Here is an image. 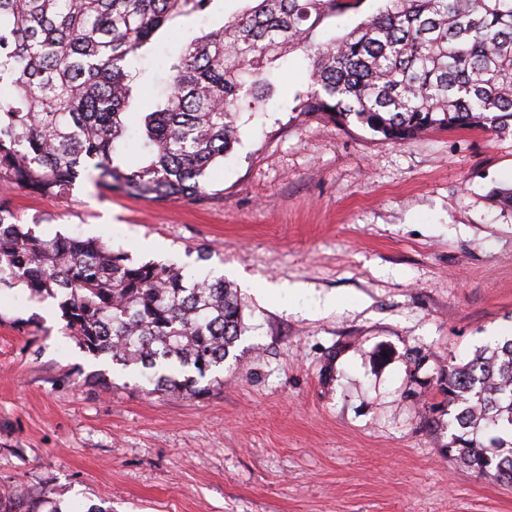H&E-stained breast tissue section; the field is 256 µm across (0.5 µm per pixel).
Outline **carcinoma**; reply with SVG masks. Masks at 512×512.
Wrapping results in <instances>:
<instances>
[{"label": "carcinoma", "mask_w": 512, "mask_h": 512, "mask_svg": "<svg viewBox=\"0 0 512 512\" xmlns=\"http://www.w3.org/2000/svg\"><path fill=\"white\" fill-rule=\"evenodd\" d=\"M214 0H0V179L63 195L83 172L151 202L196 201L239 143L242 112H263L272 58L308 50L312 86L297 109L354 121L389 143L430 129L512 135V0H386L339 40L314 47L324 18L360 0H251L162 61L165 89L132 110V62L179 17ZM52 298L66 335L140 370L152 391L202 398L243 325L233 288L103 239H46L0 201V288ZM448 453L512 486V338L440 379ZM0 512H62L46 490L0 494Z\"/></svg>", "instance_id": "cac0c4a2"}]
</instances>
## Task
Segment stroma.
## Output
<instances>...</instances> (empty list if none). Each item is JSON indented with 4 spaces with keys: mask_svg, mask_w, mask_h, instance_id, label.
Masks as SVG:
<instances>
[{
    "mask_svg": "<svg viewBox=\"0 0 512 512\" xmlns=\"http://www.w3.org/2000/svg\"><path fill=\"white\" fill-rule=\"evenodd\" d=\"M271 73L202 200L0 181L45 238L224 278L246 327L207 396L171 397L65 336L53 300L1 290L0 490H51L64 512H512V488L449 457L440 392L442 369L512 335V208L492 197L512 187V135L387 143L298 112L303 50Z\"/></svg>",
    "mask_w": 512,
    "mask_h": 512,
    "instance_id": "obj_1",
    "label": "stroma"
}]
</instances>
